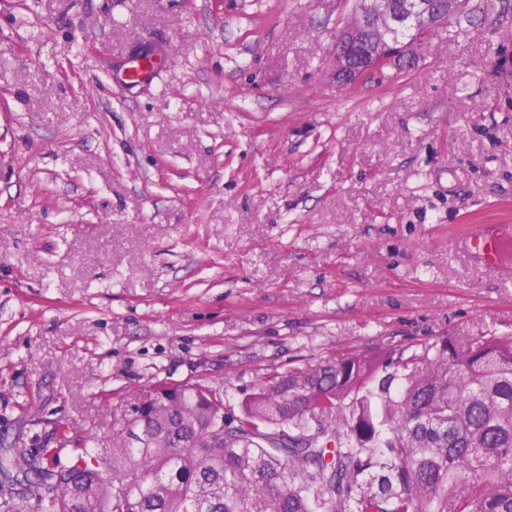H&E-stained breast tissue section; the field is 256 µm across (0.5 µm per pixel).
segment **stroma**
<instances>
[{
	"label": "stroma",
	"mask_w": 512,
	"mask_h": 512,
	"mask_svg": "<svg viewBox=\"0 0 512 512\" xmlns=\"http://www.w3.org/2000/svg\"><path fill=\"white\" fill-rule=\"evenodd\" d=\"M354 0H0V457L110 443L148 385L512 333V14L346 88ZM148 81L113 85L137 49ZM502 49L492 56L490 46ZM467 250L472 259L487 269L503 272L509 269L503 259V250L512 240L510 224H484L480 232H468Z\"/></svg>",
	"instance_id": "35a3bbf8"
}]
</instances>
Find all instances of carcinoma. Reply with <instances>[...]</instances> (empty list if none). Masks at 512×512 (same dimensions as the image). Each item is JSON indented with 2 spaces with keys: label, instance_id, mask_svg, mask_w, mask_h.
<instances>
[{
  "label": "carcinoma",
  "instance_id": "1",
  "mask_svg": "<svg viewBox=\"0 0 512 512\" xmlns=\"http://www.w3.org/2000/svg\"><path fill=\"white\" fill-rule=\"evenodd\" d=\"M118 409L110 448L12 459L57 482L47 512H512L511 334L277 372L236 413L201 383Z\"/></svg>",
  "mask_w": 512,
  "mask_h": 512
}]
</instances>
